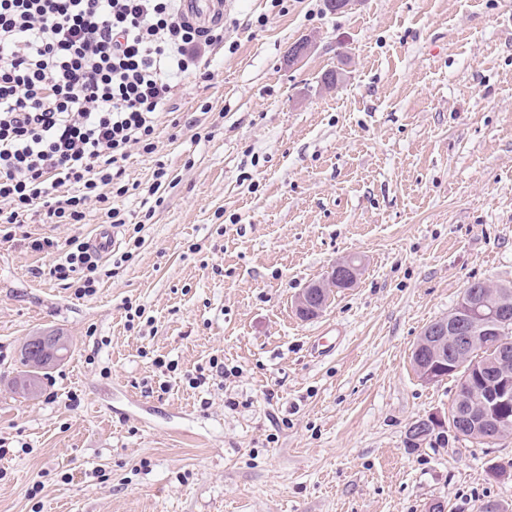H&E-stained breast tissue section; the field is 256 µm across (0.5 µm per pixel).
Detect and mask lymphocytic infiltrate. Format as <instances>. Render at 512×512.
<instances>
[{"label":"lymphocytic infiltrate","instance_id":"f902f5d3","mask_svg":"<svg viewBox=\"0 0 512 512\" xmlns=\"http://www.w3.org/2000/svg\"><path fill=\"white\" fill-rule=\"evenodd\" d=\"M223 42V23L200 24L184 0H0V225L82 224L94 208L132 225L112 265L131 262L143 223L112 204L139 189L125 163L131 150L155 152L175 88L210 78L201 50ZM32 247L62 249L50 276L95 294L99 262L79 237Z\"/></svg>","mask_w":512,"mask_h":512}]
</instances>
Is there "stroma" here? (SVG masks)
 Listing matches in <instances>:
<instances>
[{
    "mask_svg": "<svg viewBox=\"0 0 512 512\" xmlns=\"http://www.w3.org/2000/svg\"><path fill=\"white\" fill-rule=\"evenodd\" d=\"M219 10L211 78L183 80L157 152L125 163L174 177L134 261L80 298L30 243L89 240L98 210L0 238V512H512L489 474L512 436L405 445L456 391L415 372L424 329L469 283L512 285V0ZM351 257L353 287L301 319L296 296ZM328 324L344 340L314 357ZM48 333L70 351L23 397L20 351ZM215 357L231 377L190 388Z\"/></svg>",
    "mask_w": 512,
    "mask_h": 512,
    "instance_id": "stroma-1",
    "label": "stroma"
}]
</instances>
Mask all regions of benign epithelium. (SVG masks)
Segmentation results:
<instances>
[{"mask_svg":"<svg viewBox=\"0 0 512 512\" xmlns=\"http://www.w3.org/2000/svg\"><path fill=\"white\" fill-rule=\"evenodd\" d=\"M361 270L356 260L336 264L326 281L305 288L296 300L297 311L305 317L316 316L328 303L336 289L351 286ZM512 319V302L501 300L489 306L485 300L468 295L460 298L456 320L442 318L424 332L433 356L453 363L459 371L467 363L478 364L489 346L497 349L500 369L495 378L484 383L485 391L478 400V416L470 419L474 434L484 426L497 422L502 411L512 407V371L506 361L512 356V340L503 336L501 323Z\"/></svg>","mask_w":512,"mask_h":512,"instance_id":"7a95c632","label":"benign epithelium"}]
</instances>
